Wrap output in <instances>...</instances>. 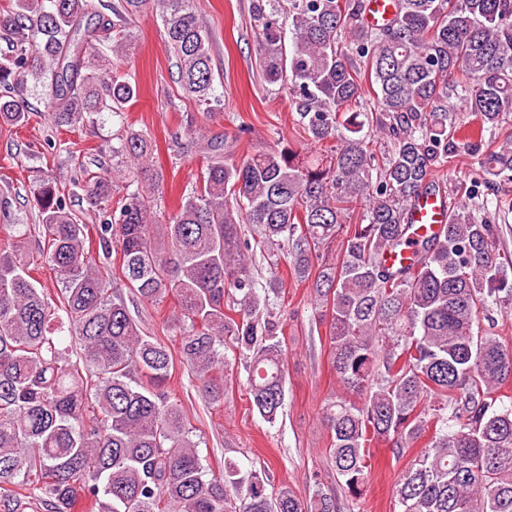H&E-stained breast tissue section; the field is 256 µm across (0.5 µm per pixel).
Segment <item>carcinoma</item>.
I'll list each match as a JSON object with an SVG mask.
<instances>
[{"label": "carcinoma", "instance_id": "1", "mask_svg": "<svg viewBox=\"0 0 512 512\" xmlns=\"http://www.w3.org/2000/svg\"><path fill=\"white\" fill-rule=\"evenodd\" d=\"M162 19L182 91L203 117L224 111L212 37L192 0H5L0 4V124L28 119L29 84L58 126L124 118L138 96L126 69L132 22L148 5ZM365 0H251L265 82L288 89L315 155L286 144L224 157V142L188 132L200 177L161 222L163 175L151 138L131 131L112 148V171L81 170L104 264L120 254L125 285L152 306L174 300L166 331L181 363L214 402L224 399V349L246 359L253 408L273 423L285 406L286 345L270 309L281 279L263 285L254 247L311 282L344 390L327 404L330 454L352 501L370 473V447L401 453L431 439L400 479L399 512H512V348L483 333L495 306L512 304V266L481 184L512 172V136L484 133L512 116V0H397L393 21L364 25ZM291 43H286L283 22ZM367 78L377 111L359 110ZM462 104L476 129L458 135ZM477 160L468 203L422 238L409 263L383 254L411 243L416 196L448 155ZM125 201L109 207L116 178ZM39 256L61 288L35 285L27 224L0 234V512H340L318 489L304 502L266 473L234 461L205 470L166 384L168 346L143 334L122 289L93 261L85 224L49 181L33 188ZM359 222L351 223L352 216ZM255 226L258 239L245 233ZM337 244L339 257L325 249Z\"/></svg>", "mask_w": 512, "mask_h": 512}]
</instances>
